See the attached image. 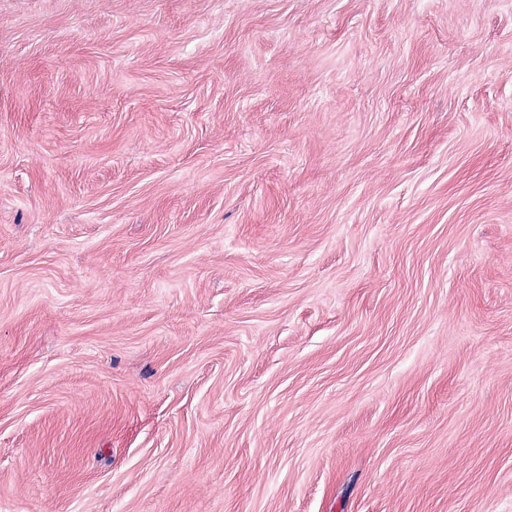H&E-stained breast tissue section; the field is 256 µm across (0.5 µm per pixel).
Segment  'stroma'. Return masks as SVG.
<instances>
[{"mask_svg": "<svg viewBox=\"0 0 512 512\" xmlns=\"http://www.w3.org/2000/svg\"><path fill=\"white\" fill-rule=\"evenodd\" d=\"M0 512H512V0H0Z\"/></svg>", "mask_w": 512, "mask_h": 512, "instance_id": "stroma-1", "label": "stroma"}]
</instances>
